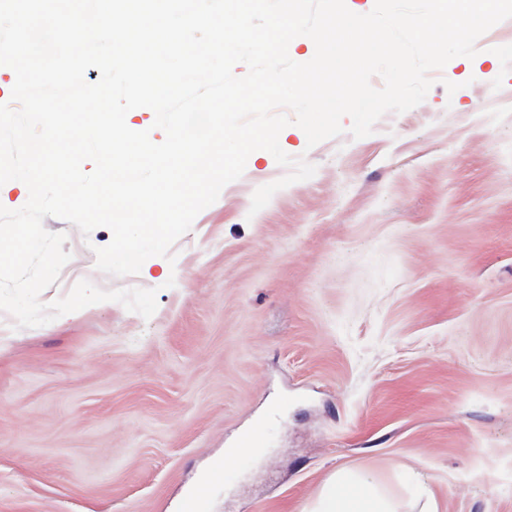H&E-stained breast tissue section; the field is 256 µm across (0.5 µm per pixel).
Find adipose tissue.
Listing matches in <instances>:
<instances>
[{
	"mask_svg": "<svg viewBox=\"0 0 512 512\" xmlns=\"http://www.w3.org/2000/svg\"><path fill=\"white\" fill-rule=\"evenodd\" d=\"M315 512H396V509L375 483L354 482L339 472L325 484Z\"/></svg>",
	"mask_w": 512,
	"mask_h": 512,
	"instance_id": "adipose-tissue-1",
	"label": "adipose tissue"
}]
</instances>
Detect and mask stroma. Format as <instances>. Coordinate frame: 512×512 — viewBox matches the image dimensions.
Masks as SVG:
<instances>
[{
    "mask_svg": "<svg viewBox=\"0 0 512 512\" xmlns=\"http://www.w3.org/2000/svg\"><path fill=\"white\" fill-rule=\"evenodd\" d=\"M512 18L451 59L418 108L308 147L316 172L248 158L170 257L96 267L108 228L54 217L77 280L157 292L0 334V512H178L254 423L263 449L211 512H313L343 471L398 512H512ZM174 287H167V280Z\"/></svg>",
    "mask_w": 512,
    "mask_h": 512,
    "instance_id": "1",
    "label": "stroma"
}]
</instances>
